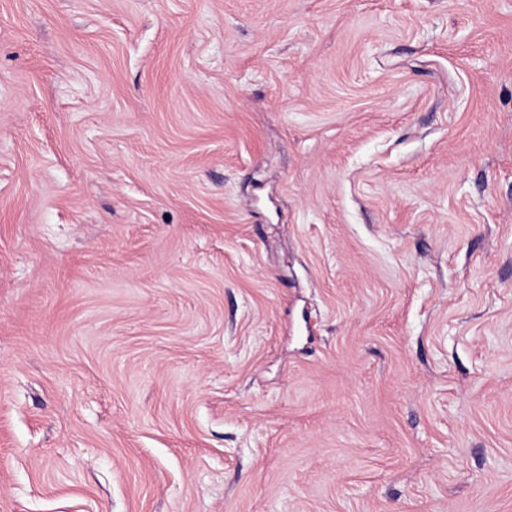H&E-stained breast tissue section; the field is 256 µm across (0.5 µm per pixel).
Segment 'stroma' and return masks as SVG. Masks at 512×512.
<instances>
[{
    "mask_svg": "<svg viewBox=\"0 0 512 512\" xmlns=\"http://www.w3.org/2000/svg\"><path fill=\"white\" fill-rule=\"evenodd\" d=\"M0 512H512V0H0Z\"/></svg>",
    "mask_w": 512,
    "mask_h": 512,
    "instance_id": "stroma-1",
    "label": "stroma"
}]
</instances>
